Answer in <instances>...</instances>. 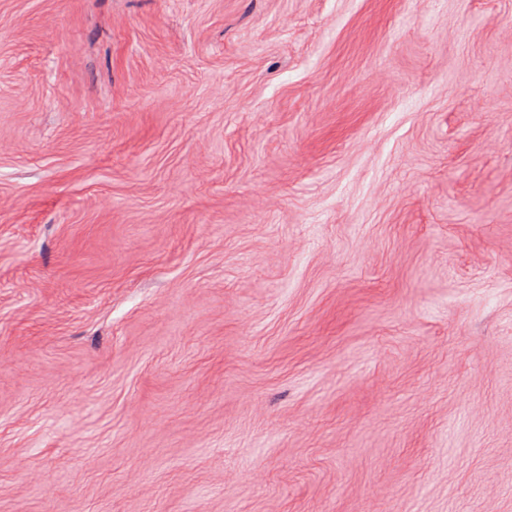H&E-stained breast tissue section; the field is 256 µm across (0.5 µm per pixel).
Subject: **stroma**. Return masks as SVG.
Returning a JSON list of instances; mask_svg holds the SVG:
<instances>
[{"label": "stroma", "mask_w": 512, "mask_h": 512, "mask_svg": "<svg viewBox=\"0 0 512 512\" xmlns=\"http://www.w3.org/2000/svg\"><path fill=\"white\" fill-rule=\"evenodd\" d=\"M0 512H512V0H0Z\"/></svg>", "instance_id": "35a3bbf8"}]
</instances>
